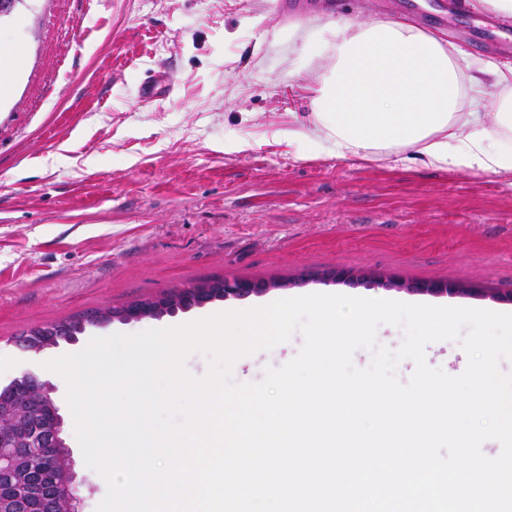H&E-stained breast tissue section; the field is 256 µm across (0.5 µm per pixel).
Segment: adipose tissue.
<instances>
[{"instance_id": "adipose-tissue-1", "label": "adipose tissue", "mask_w": 512, "mask_h": 512, "mask_svg": "<svg viewBox=\"0 0 512 512\" xmlns=\"http://www.w3.org/2000/svg\"><path fill=\"white\" fill-rule=\"evenodd\" d=\"M302 63L317 75L311 130L288 133L298 149L313 143L346 160L412 151L432 168L512 176V67L404 21L348 17L312 25L289 71ZM489 79L502 89L493 112Z\"/></svg>"}]
</instances>
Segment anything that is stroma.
I'll return each instance as SVG.
<instances>
[{"label": "stroma", "mask_w": 512, "mask_h": 512, "mask_svg": "<svg viewBox=\"0 0 512 512\" xmlns=\"http://www.w3.org/2000/svg\"><path fill=\"white\" fill-rule=\"evenodd\" d=\"M19 0L0 19L25 63L0 100V388H51L96 512L107 483L85 464L66 384L45 361L95 337L185 324L292 295L382 294L377 275L474 282L483 297L406 303L512 309V178L398 162L297 155L310 68L289 73L314 21L407 19L473 57L512 64V18L480 0ZM156 78L159 92L139 89ZM245 150H235V143ZM344 269L357 285L304 272ZM283 280L261 295L89 325L38 350L30 329L118 309L211 278Z\"/></svg>", "instance_id": "obj_1"}]
</instances>
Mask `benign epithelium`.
Wrapping results in <instances>:
<instances>
[{
  "label": "benign epithelium",
  "mask_w": 512,
  "mask_h": 512,
  "mask_svg": "<svg viewBox=\"0 0 512 512\" xmlns=\"http://www.w3.org/2000/svg\"><path fill=\"white\" fill-rule=\"evenodd\" d=\"M388 289L440 294H480L475 284L421 281L403 283L393 278L379 281ZM267 281L216 279L197 289L194 304L218 298H244L270 290ZM28 396L0 395V512H82L81 498L70 451L61 437L62 418L49 396L47 383L27 377Z\"/></svg>",
  "instance_id": "benign-epithelium-1"
}]
</instances>
